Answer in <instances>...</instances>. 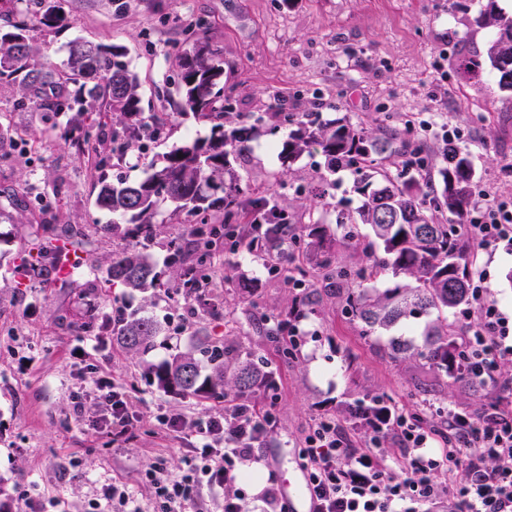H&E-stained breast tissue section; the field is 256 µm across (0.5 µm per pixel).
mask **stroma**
Returning <instances> with one entry per match:
<instances>
[{"label":"stroma","mask_w":512,"mask_h":512,"mask_svg":"<svg viewBox=\"0 0 512 512\" xmlns=\"http://www.w3.org/2000/svg\"><path fill=\"white\" fill-rule=\"evenodd\" d=\"M67 23L45 27L33 0L0 8V30L25 21L31 44L47 68L62 66L70 41L82 38L126 48L138 79L145 121L158 128L142 140L132 159L107 166L110 181L135 182L147 164L161 160L189 139H204L211 125L172 105L180 80L178 55L198 35L224 57V84L233 90L228 125L258 129L235 170L242 184L273 195L289 213L318 207L308 186L323 168L320 153L291 163L279 156L290 130L288 117L310 113L329 122L349 117L377 136L399 135L423 148L425 168L437 172L449 142L466 149L473 163L475 195L512 203V94L500 91L486 65L493 29L477 24V0H55ZM484 61L481 82L462 78L457 55ZM0 512L27 489L58 499L59 512H89L90 502L112 482L126 484L141 505L153 488L143 470L164 459L180 474L187 440L159 430L163 412L199 420L223 412L221 399H201L157 388L152 366L189 350L207 335L226 347L250 349L272 369L276 425L244 466L228 492L256 497L268 483L283 485L300 472L298 452L317 412L347 422L355 445L366 427L349 414L364 396L392 399L415 415L422 401L481 412L497 404L500 389H474L446 382L416 358L388 355L391 339H419L423 319L409 318L361 339L342 298L321 295L304 308L300 335L289 361L266 338L256 316L284 315L291 289L267 281L257 258L241 253L232 261L216 254L221 274L238 291L213 293V306L199 308L183 333L173 320L180 300L155 299L95 280L90 263L112 257L115 214L96 204L97 173L90 170L76 139L93 121L78 112H45L20 94L0 88ZM70 238L80 262L66 280L40 276L18 282L22 260L52 242ZM478 262L505 316L512 318V243L502 242ZM152 317L164 330L148 349L132 352L112 339V305ZM83 346L84 358L71 355ZM110 381L125 392L137 419L129 437L115 440L94 429L101 405L97 386ZM81 399L83 416L73 413Z\"/></svg>","instance_id":"obj_1"}]
</instances>
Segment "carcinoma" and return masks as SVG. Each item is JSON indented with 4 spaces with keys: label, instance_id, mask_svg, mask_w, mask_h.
<instances>
[{
    "label": "carcinoma",
    "instance_id": "cac0c4a2",
    "mask_svg": "<svg viewBox=\"0 0 512 512\" xmlns=\"http://www.w3.org/2000/svg\"><path fill=\"white\" fill-rule=\"evenodd\" d=\"M37 2L43 8L42 23L62 27L64 18L56 6L46 0ZM477 22L496 30L488 59L497 72L499 88L512 92V16L502 12L497 0H482ZM180 68L178 111L211 121V135L175 147L161 163H151V173L141 181L114 184L98 178L97 205L135 226L121 232L119 225H112V236L121 244L103 271L106 279L132 291L161 287L147 248L155 239V217L168 204L171 218L181 214L201 217L200 223L186 225L184 235L171 236L165 243L168 265L180 270L185 294L207 288V265L220 240L227 260L244 251L261 256L268 278L297 290L304 304L321 287L344 294L352 321L368 340L378 330L408 317H433L421 343L394 338L390 354L395 358L410 354L433 371L453 381L459 379L454 364L465 355L469 336L448 319V310L472 304L469 278L474 252L469 248L466 223L475 205L470 154L456 144L448 146L437 190L423 175L420 160L417 167L404 165L396 172L378 161L384 154L401 152L394 138L373 137L345 117L318 124L297 114L295 128L281 143V156L290 161L314 149L325 157L328 170L353 169L354 190L362 205L356 214L337 221L336 227L342 229V243L356 246L363 241L357 225H368L373 240L362 245L366 250L381 247L384 257L351 277L336 264L329 228L311 217L294 243L305 254L315 255V264L284 266L270 249L288 236V214L268 196L244 198L232 164L247 149L254 129L224 127V112L230 106V96L224 92V59L209 43L190 38L182 49ZM457 72L479 81L483 65L463 57ZM0 85L19 91L26 99L39 100L41 107L52 112L60 111L62 101L68 102V109L76 106L80 112L91 101H103L117 115L112 124V160L116 162L125 159L146 135L137 76L129 69L122 46L76 39L69 44L63 66L46 69L36 60L26 24L18 22L0 32ZM444 212L452 216L447 224L437 219ZM389 275L408 277L414 284L376 287ZM160 332V324L151 317L133 313L122 317L116 327L119 341L131 351L147 348ZM268 335L279 344L282 360H288L297 346L288 319L277 320ZM203 361L209 365L205 374ZM152 374L164 391L207 399H223L230 391L237 398L249 399L276 386L273 373L264 370L251 352L229 350L224 342L208 336L199 337L196 350L174 355L153 368Z\"/></svg>",
    "mask_w": 512,
    "mask_h": 512
}]
</instances>
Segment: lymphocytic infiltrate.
I'll return each instance as SVG.
<instances>
[{"label":"lymphocytic infiltrate","instance_id":"lymphocytic-infiltrate-1","mask_svg":"<svg viewBox=\"0 0 512 512\" xmlns=\"http://www.w3.org/2000/svg\"><path fill=\"white\" fill-rule=\"evenodd\" d=\"M481 219L470 235L482 250L512 239V210L484 201ZM470 295L478 315L469 331L473 348L462 363L469 381L492 380L501 363L512 361V322L502 314L482 271L471 274ZM100 427L119 439L137 422L126 397L105 390ZM447 429H435L390 406L366 416L373 439L353 446L335 414L315 416L299 450L313 512H512V400H502L482 414L452 408ZM160 428L191 444L181 475L169 476L163 460L149 463L144 474L154 489L158 512H194L201 488L223 492L241 467L255 458L256 444L275 427L273 407L234 401L224 413L195 420L181 413H161ZM394 438L402 453L388 465L376 446ZM447 471V483L434 475Z\"/></svg>","mask_w":512,"mask_h":512}]
</instances>
